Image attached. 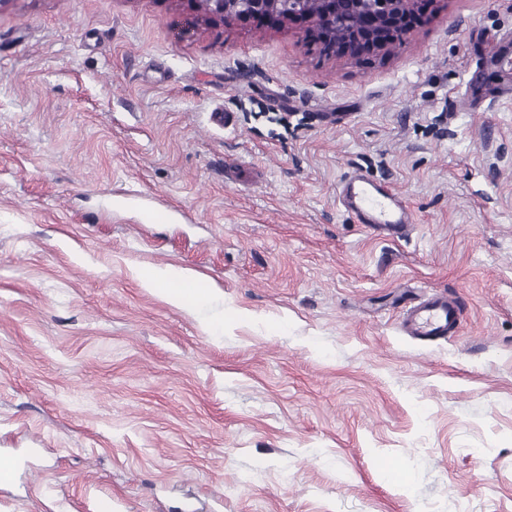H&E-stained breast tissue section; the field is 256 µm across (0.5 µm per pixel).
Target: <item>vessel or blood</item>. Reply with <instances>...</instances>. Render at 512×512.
I'll use <instances>...</instances> for the list:
<instances>
[{
	"label": "vessel or blood",
	"instance_id": "1",
	"mask_svg": "<svg viewBox=\"0 0 512 512\" xmlns=\"http://www.w3.org/2000/svg\"><path fill=\"white\" fill-rule=\"evenodd\" d=\"M337 199L358 223L391 236L403 235L413 222L410 208L398 193L361 174L341 183ZM462 321L463 309L458 300L434 293L409 308L400 325L406 335L426 341L456 335Z\"/></svg>",
	"mask_w": 512,
	"mask_h": 512
}]
</instances>
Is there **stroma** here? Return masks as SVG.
<instances>
[{"mask_svg":"<svg viewBox=\"0 0 512 512\" xmlns=\"http://www.w3.org/2000/svg\"><path fill=\"white\" fill-rule=\"evenodd\" d=\"M511 81L512 0L360 59L180 0H8L0 512H512ZM355 172L407 236L337 203ZM431 292L458 335L402 332ZM337 199L358 224L376 227L391 236L403 235L414 222L410 208L398 193L362 174L341 183ZM138 277L146 288H157L177 307L194 306L207 300L215 292V289L202 279L169 268L143 270L139 272ZM173 281L179 283V288H166Z\"/></svg>","mask_w":512,"mask_h":512,"instance_id":"stroma-1","label":"stroma"}]
</instances>
